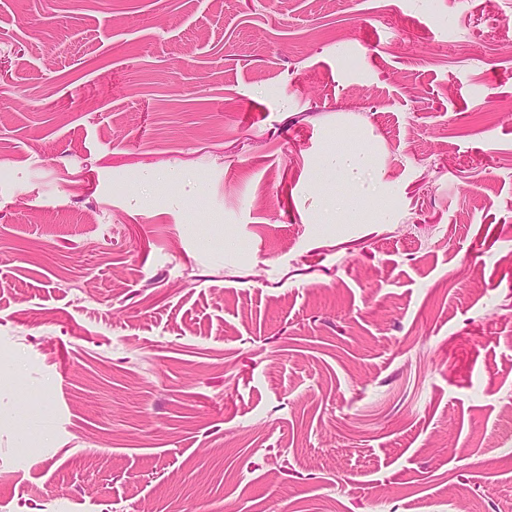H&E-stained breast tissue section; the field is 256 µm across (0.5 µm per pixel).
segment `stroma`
I'll use <instances>...</instances> for the list:
<instances>
[{"instance_id":"stroma-1","label":"stroma","mask_w":512,"mask_h":512,"mask_svg":"<svg viewBox=\"0 0 512 512\" xmlns=\"http://www.w3.org/2000/svg\"><path fill=\"white\" fill-rule=\"evenodd\" d=\"M504 20L0 0V512H512ZM318 170L335 185L317 203L321 224H381L391 215L380 178L372 193L375 159L358 140H351L346 129H336V145L326 149Z\"/></svg>"}]
</instances>
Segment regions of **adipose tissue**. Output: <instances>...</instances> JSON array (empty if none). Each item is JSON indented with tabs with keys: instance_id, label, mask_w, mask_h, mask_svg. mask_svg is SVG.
<instances>
[{
	"instance_id": "1",
	"label": "adipose tissue",
	"mask_w": 512,
	"mask_h": 512,
	"mask_svg": "<svg viewBox=\"0 0 512 512\" xmlns=\"http://www.w3.org/2000/svg\"><path fill=\"white\" fill-rule=\"evenodd\" d=\"M318 169L334 185L317 204L324 223L381 224L389 220L386 193L371 184L374 155L350 139L346 129H337L336 144L323 152Z\"/></svg>"
}]
</instances>
